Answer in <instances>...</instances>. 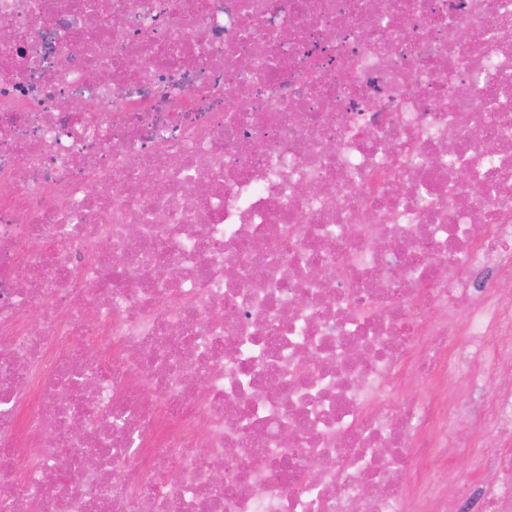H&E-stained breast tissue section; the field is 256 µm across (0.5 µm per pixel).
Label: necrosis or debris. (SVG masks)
<instances>
[{
  "instance_id": "necrosis-or-debris-1",
  "label": "necrosis or debris",
  "mask_w": 512,
  "mask_h": 512,
  "mask_svg": "<svg viewBox=\"0 0 512 512\" xmlns=\"http://www.w3.org/2000/svg\"><path fill=\"white\" fill-rule=\"evenodd\" d=\"M505 30L0 0V512H448L418 473L464 421L500 447L460 512H512Z\"/></svg>"
}]
</instances>
